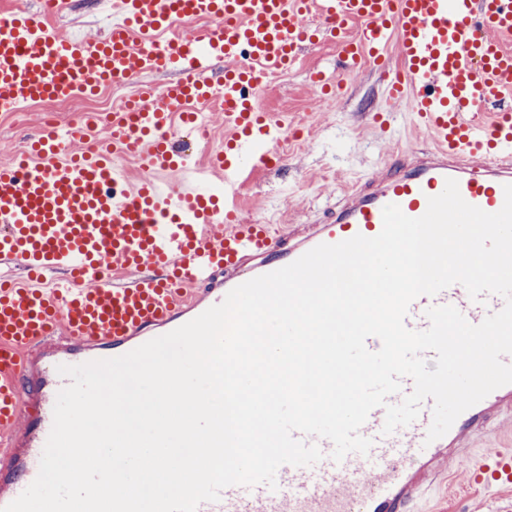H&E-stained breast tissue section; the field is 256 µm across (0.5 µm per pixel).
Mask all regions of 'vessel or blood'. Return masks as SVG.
Here are the masks:
<instances>
[{
  "instance_id": "1",
  "label": "vessel or blood",
  "mask_w": 512,
  "mask_h": 512,
  "mask_svg": "<svg viewBox=\"0 0 512 512\" xmlns=\"http://www.w3.org/2000/svg\"><path fill=\"white\" fill-rule=\"evenodd\" d=\"M43 16L0 14V110L107 80L128 82L173 70L176 81L140 85L108 121L86 117L62 134L30 139L28 154L0 164V262L26 275L0 280V507L37 477L53 424L57 371L124 355L221 303L236 286L284 267L315 246L377 236L383 209L422 216L430 197L455 179L462 198L488 213L512 184V0H112L105 35L64 37ZM186 13L207 28L169 42ZM336 44L345 74L376 70L388 106L413 113L430 146L407 149L343 195L324 220L272 232L243 221L237 194L250 167L278 168L288 115L264 111L256 90L293 67L320 41ZM221 87L224 144L208 163L191 162L174 127H204L199 104ZM136 153L131 179L120 157ZM111 275H104V266ZM63 271L61 282L45 272ZM451 305L473 324L500 311L492 293L472 300L461 284L409 306L408 329H427L426 312ZM512 384L463 412L428 441L432 400L419 417L383 434L384 408L360 428L367 454L331 457L333 444L312 437L322 459L285 464L275 486H230L197 512H412L447 463L466 459L478 485L512 489ZM495 432L503 446L474 454Z\"/></svg>"
}]
</instances>
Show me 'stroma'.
I'll list each match as a JSON object with an SVG mask.
<instances>
[{
	"label": "stroma",
	"instance_id": "stroma-1",
	"mask_svg": "<svg viewBox=\"0 0 512 512\" xmlns=\"http://www.w3.org/2000/svg\"><path fill=\"white\" fill-rule=\"evenodd\" d=\"M316 71L339 74L334 44L306 53L260 98L266 111L287 113L289 122L304 121L307 130L301 140L283 147L285 160L279 168L259 171L241 187L239 203L246 220L276 225L318 220L351 185L391 161L393 151L428 144L415 131L408 110L387 112L386 128L374 125V113L387 103L386 87L374 72L366 69L350 76L345 96L332 101L314 95L310 78ZM39 127L34 112L0 115V163L16 156L22 141ZM448 477L457 490L448 512H512V495L475 489L469 475L454 469Z\"/></svg>",
	"mask_w": 512,
	"mask_h": 512
}]
</instances>
